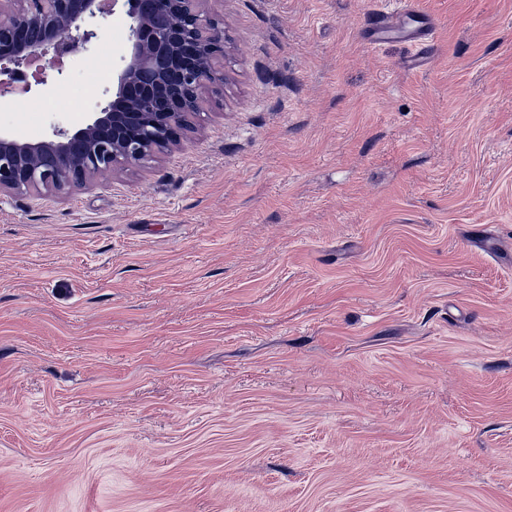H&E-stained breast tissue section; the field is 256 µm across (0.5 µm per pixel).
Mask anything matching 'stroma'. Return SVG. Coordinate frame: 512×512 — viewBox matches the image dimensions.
<instances>
[{"instance_id": "stroma-1", "label": "stroma", "mask_w": 512, "mask_h": 512, "mask_svg": "<svg viewBox=\"0 0 512 512\" xmlns=\"http://www.w3.org/2000/svg\"><path fill=\"white\" fill-rule=\"evenodd\" d=\"M213 0L180 146L0 194V512H512V0ZM123 8L0 129L108 100ZM375 3L378 5L362 18L361 26L367 44L377 46L391 40L406 43L410 53L404 61L405 66L408 69L423 67L434 51L431 26L422 18L426 15L410 0Z\"/></svg>"}]
</instances>
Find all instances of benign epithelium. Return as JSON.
Listing matches in <instances>:
<instances>
[{
	"label": "benign epithelium",
	"instance_id": "obj_1",
	"mask_svg": "<svg viewBox=\"0 0 512 512\" xmlns=\"http://www.w3.org/2000/svg\"><path fill=\"white\" fill-rule=\"evenodd\" d=\"M127 7L129 50L122 57L112 99L72 129L55 127L36 140L0 131V193H63L132 167L176 146L200 117L203 94L227 83L224 20L209 0H153L159 21L140 8L145 0H0V73L10 79L34 61L63 73L64 60L97 37L81 23Z\"/></svg>",
	"mask_w": 512,
	"mask_h": 512
}]
</instances>
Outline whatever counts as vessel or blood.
<instances>
[{
	"label": "vessel or blood",
	"mask_w": 512,
	"mask_h": 512,
	"mask_svg": "<svg viewBox=\"0 0 512 512\" xmlns=\"http://www.w3.org/2000/svg\"><path fill=\"white\" fill-rule=\"evenodd\" d=\"M362 30L365 41L372 46L391 40L406 43L410 53L404 64L410 69L423 67L434 51L431 26L413 0H379L363 16Z\"/></svg>",
	"instance_id": "1"
}]
</instances>
